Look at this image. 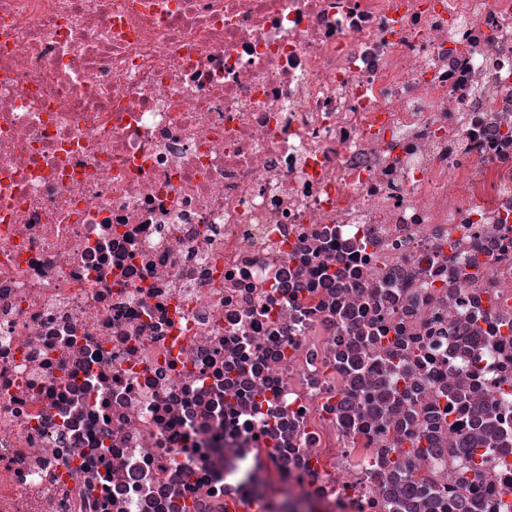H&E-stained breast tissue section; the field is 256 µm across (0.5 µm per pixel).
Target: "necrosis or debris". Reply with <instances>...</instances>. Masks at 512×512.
<instances>
[{"label": "necrosis or debris", "instance_id": "1", "mask_svg": "<svg viewBox=\"0 0 512 512\" xmlns=\"http://www.w3.org/2000/svg\"><path fill=\"white\" fill-rule=\"evenodd\" d=\"M287 502L512 512V0H0V512Z\"/></svg>", "mask_w": 512, "mask_h": 512}]
</instances>
